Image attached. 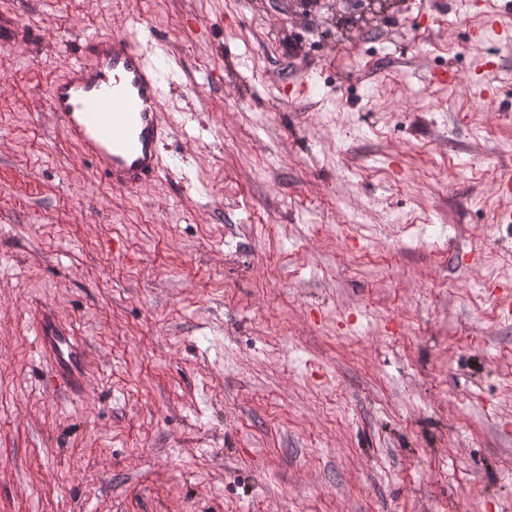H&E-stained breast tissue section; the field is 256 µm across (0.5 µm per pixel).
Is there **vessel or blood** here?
<instances>
[{"label":"vessel or blood","instance_id":"vessel-or-blood-1","mask_svg":"<svg viewBox=\"0 0 512 512\" xmlns=\"http://www.w3.org/2000/svg\"><path fill=\"white\" fill-rule=\"evenodd\" d=\"M28 39L25 27L0 17L1 51ZM47 100L65 141L112 186L135 192L159 179L158 144L171 125L162 71L126 33L86 39L67 74L49 84ZM37 336L54 375L76 383L84 353L73 336L46 322L38 324Z\"/></svg>","mask_w":512,"mask_h":512}]
</instances>
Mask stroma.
Here are the masks:
<instances>
[{
    "instance_id": "35a3bbf8",
    "label": "stroma",
    "mask_w": 512,
    "mask_h": 512,
    "mask_svg": "<svg viewBox=\"0 0 512 512\" xmlns=\"http://www.w3.org/2000/svg\"><path fill=\"white\" fill-rule=\"evenodd\" d=\"M366 4L0 0V512H512V0ZM118 30L172 117L135 194L46 97ZM29 34L25 27L20 26L14 18L0 17V50L11 49L25 44ZM37 336L53 374L67 383H76L83 370L84 353L70 332L57 330L43 321L37 325Z\"/></svg>"
}]
</instances>
